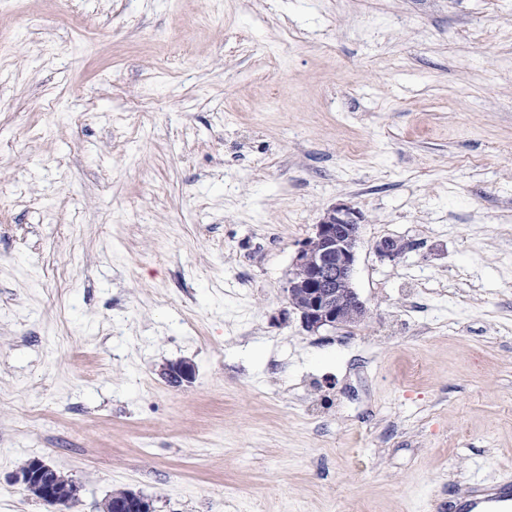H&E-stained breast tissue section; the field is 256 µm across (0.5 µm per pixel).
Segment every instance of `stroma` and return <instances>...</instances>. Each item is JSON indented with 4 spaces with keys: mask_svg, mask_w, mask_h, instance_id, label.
Returning <instances> with one entry per match:
<instances>
[{
    "mask_svg": "<svg viewBox=\"0 0 512 512\" xmlns=\"http://www.w3.org/2000/svg\"><path fill=\"white\" fill-rule=\"evenodd\" d=\"M337 203L370 317L310 332L288 275ZM34 457L68 512L512 485V0H0V512H54ZM412 248L409 241L385 237L374 244V251L380 259L395 261ZM162 375L174 387H183L193 382L195 377V367L192 362L180 360L166 365ZM15 479L36 499L50 506H68L78 498V486L40 458L27 460L16 472ZM103 512H154L151 499L132 491L122 492L106 500Z\"/></svg>",
    "mask_w": 512,
    "mask_h": 512,
    "instance_id": "1",
    "label": "stroma"
}]
</instances>
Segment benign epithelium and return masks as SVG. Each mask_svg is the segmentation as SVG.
Returning a JSON list of instances; mask_svg holds the SVG:
<instances>
[{"instance_id":"1","label":"benign epithelium","mask_w":512,"mask_h":512,"mask_svg":"<svg viewBox=\"0 0 512 512\" xmlns=\"http://www.w3.org/2000/svg\"><path fill=\"white\" fill-rule=\"evenodd\" d=\"M364 221L362 213L339 203L326 210L314 235L297 250L288 279L287 304L309 331L351 328L368 319L369 310L353 286V273ZM412 249L409 241L385 237L374 244L382 260L394 261ZM163 376L174 387L193 382L195 367L180 360L166 365ZM15 480L36 499L50 506H68L78 498V486L40 458L27 460ZM103 512H154L152 500L132 491L114 495Z\"/></svg>"}]
</instances>
